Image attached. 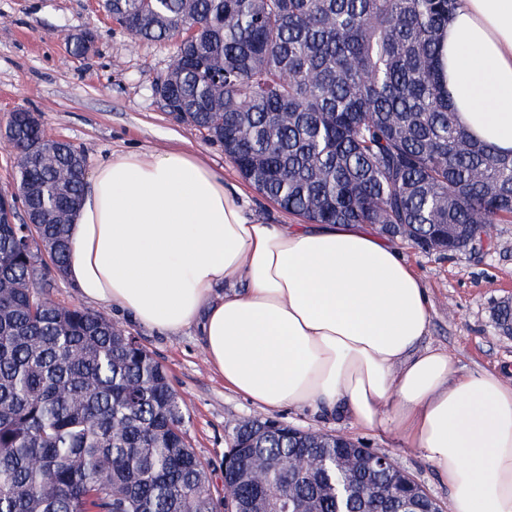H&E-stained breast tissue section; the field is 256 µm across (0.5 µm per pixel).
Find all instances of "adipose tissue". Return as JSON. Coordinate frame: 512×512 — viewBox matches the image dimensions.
<instances>
[{
	"instance_id": "ef3b65f1",
	"label": "adipose tissue",
	"mask_w": 512,
	"mask_h": 512,
	"mask_svg": "<svg viewBox=\"0 0 512 512\" xmlns=\"http://www.w3.org/2000/svg\"><path fill=\"white\" fill-rule=\"evenodd\" d=\"M456 123L512 155V0H459L441 34ZM82 300L174 336L266 412L349 411L432 463L452 512H512V387L419 350L427 289L357 224H266L186 149L98 161L69 227Z\"/></svg>"
}]
</instances>
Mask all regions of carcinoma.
Masks as SVG:
<instances>
[{
	"label": "carcinoma",
	"mask_w": 512,
	"mask_h": 512,
	"mask_svg": "<svg viewBox=\"0 0 512 512\" xmlns=\"http://www.w3.org/2000/svg\"><path fill=\"white\" fill-rule=\"evenodd\" d=\"M132 38L181 29L163 108L242 178L316 224H370L431 253L512 223V156L471 140L439 77L457 0H109ZM23 216L0 224V512H424L426 490L360 444L276 420L238 425L216 499L164 367L100 312L61 306L85 159L39 115L7 121ZM49 261H44L42 253ZM496 328L512 336V301ZM304 456L306 472L287 471Z\"/></svg>",
	"instance_id": "cac0c4a2"
}]
</instances>
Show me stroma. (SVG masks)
<instances>
[{"label":"stroma","mask_w":512,"mask_h":512,"mask_svg":"<svg viewBox=\"0 0 512 512\" xmlns=\"http://www.w3.org/2000/svg\"><path fill=\"white\" fill-rule=\"evenodd\" d=\"M96 35L84 56L70 52L66 37L84 29ZM176 49L175 40L133 42L112 21L101 0H0V128L19 108L39 113L46 136L81 151L87 165L113 152L188 149L236 186L247 213L271 224H298L301 216L281 209L239 175L223 149L194 127L177 122L153 93ZM490 244L453 255L403 251L423 280L431 321L420 346L447 352L458 375L495 372L512 386V337L497 330L493 310L512 298V223L488 227ZM102 314L135 336L166 369L184 403L187 440L206 463L213 495L224 485V456L235 427L261 417L243 395L226 388L207 363L196 329L166 336L136 324L120 310ZM276 420L327 433H340L391 457L450 512L448 487L434 466L392 435L377 436L346 412L332 416L312 409L285 408Z\"/></svg>","instance_id":"stroma-1"}]
</instances>
